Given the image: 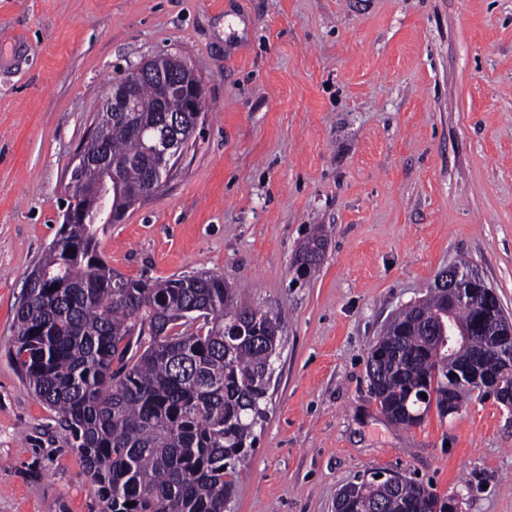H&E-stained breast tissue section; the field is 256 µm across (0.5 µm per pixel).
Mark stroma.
I'll return each instance as SVG.
<instances>
[{
    "instance_id": "stroma-1",
    "label": "stroma",
    "mask_w": 512,
    "mask_h": 512,
    "mask_svg": "<svg viewBox=\"0 0 512 512\" xmlns=\"http://www.w3.org/2000/svg\"><path fill=\"white\" fill-rule=\"evenodd\" d=\"M158 52L204 79V122L99 251L130 278L221 275L280 323L227 512H335L375 468L512 512L511 411L474 397L398 427L366 373L389 318L459 260L512 316V0H0V512L101 510L9 352L70 159L112 76ZM324 240L321 236L313 235L307 239L299 248L295 259L296 274L300 277L305 276L308 269L317 265L323 256ZM307 266L308 269L302 271V267Z\"/></svg>"
}]
</instances>
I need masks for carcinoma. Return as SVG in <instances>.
I'll list each match as a JSON object with an SVG mask.
<instances>
[{"label":"carcinoma","mask_w":512,"mask_h":512,"mask_svg":"<svg viewBox=\"0 0 512 512\" xmlns=\"http://www.w3.org/2000/svg\"><path fill=\"white\" fill-rule=\"evenodd\" d=\"M152 105L157 82L132 87ZM165 112L135 119L105 108L86 149L122 164L95 169L88 181L108 187L109 203L127 212L150 188L155 158L137 131L183 108L172 97ZM104 224L60 228L33 272L16 310L11 359L34 395L72 436L71 450L90 477L101 512H224L240 468L266 414L277 318L234 301L224 279L200 274L165 280L112 273L100 257ZM324 240L307 239L296 274L318 264ZM459 330L453 352L440 349L448 319ZM497 314L478 298L450 304L428 289L417 308L393 316L370 347L371 398L395 425L422 424L430 407L445 415L448 382L479 373L475 355L488 346ZM427 391L434 400L424 402ZM424 483L351 484L343 512H429Z\"/></svg>","instance_id":"carcinoma-1"}]
</instances>
